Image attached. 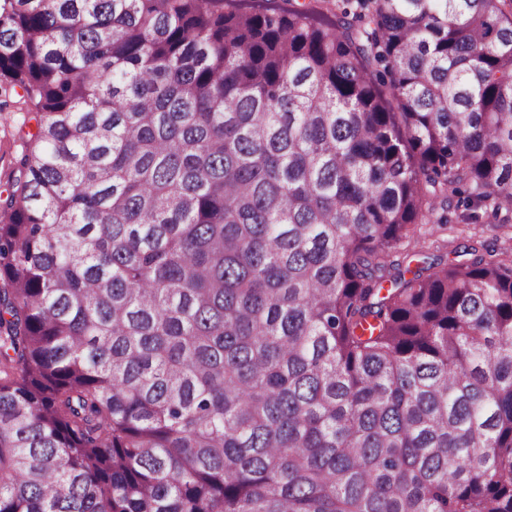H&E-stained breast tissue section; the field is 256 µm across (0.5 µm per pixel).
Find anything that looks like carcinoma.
<instances>
[{"label": "carcinoma", "mask_w": 512, "mask_h": 512, "mask_svg": "<svg viewBox=\"0 0 512 512\" xmlns=\"http://www.w3.org/2000/svg\"><path fill=\"white\" fill-rule=\"evenodd\" d=\"M0 512H512V0H0ZM7 100L8 105L0 109V191L8 187L16 160L31 142L27 132L35 125L33 120L28 122L30 116L21 110L25 106L17 98ZM451 223L448 224V250H451L457 243L469 240L468 244L477 249L478 254H485L486 249H495L500 253L504 248L512 246V242L505 243L503 238L499 237L494 224H486L491 219H483L485 224H464L457 223L455 214L448 215ZM476 227V230L472 228ZM465 237V239H463Z\"/></svg>", "instance_id": "1"}]
</instances>
